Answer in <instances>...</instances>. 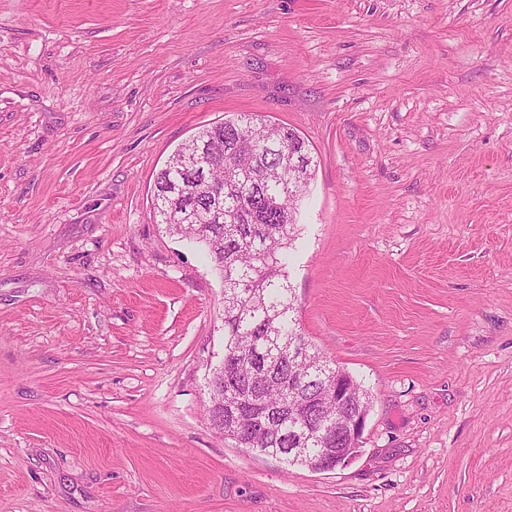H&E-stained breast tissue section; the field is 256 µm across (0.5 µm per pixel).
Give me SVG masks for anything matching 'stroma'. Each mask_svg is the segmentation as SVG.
<instances>
[{"label":"stroma","instance_id":"stroma-1","mask_svg":"<svg viewBox=\"0 0 512 512\" xmlns=\"http://www.w3.org/2000/svg\"><path fill=\"white\" fill-rule=\"evenodd\" d=\"M296 129L309 343L370 395L314 472L208 415L224 283L154 181ZM0 512H512V0H0Z\"/></svg>","mask_w":512,"mask_h":512}]
</instances>
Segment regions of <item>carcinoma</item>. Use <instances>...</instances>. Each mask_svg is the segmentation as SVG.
Returning <instances> with one entry per match:
<instances>
[{"instance_id":"cac0c4a2","label":"carcinoma","mask_w":512,"mask_h":512,"mask_svg":"<svg viewBox=\"0 0 512 512\" xmlns=\"http://www.w3.org/2000/svg\"><path fill=\"white\" fill-rule=\"evenodd\" d=\"M224 147L209 154L224 183L207 171L174 160L198 145ZM297 156L303 182L295 181L288 153ZM312 159L294 129L245 113L202 128L179 146L156 175L154 210L176 235L203 244L224 282V439L304 465L294 449L353 448L336 427L369 405L366 390L345 370L312 349L302 336L288 285V255ZM220 201L221 221L207 211ZM338 383L339 401L323 396Z\"/></svg>"}]
</instances>
